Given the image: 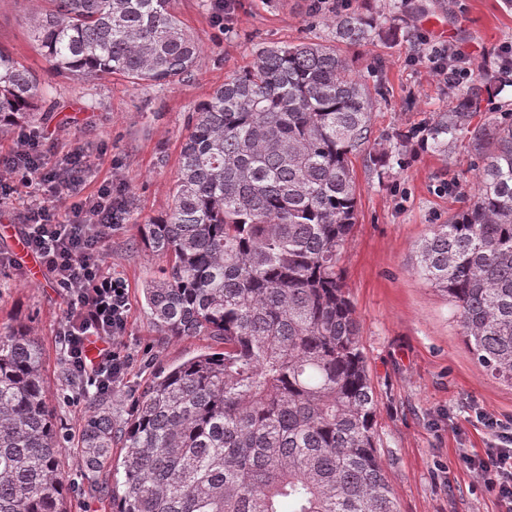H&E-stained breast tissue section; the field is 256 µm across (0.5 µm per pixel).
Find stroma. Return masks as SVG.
<instances>
[{"instance_id":"1","label":"stroma","mask_w":512,"mask_h":512,"mask_svg":"<svg viewBox=\"0 0 512 512\" xmlns=\"http://www.w3.org/2000/svg\"><path fill=\"white\" fill-rule=\"evenodd\" d=\"M224 25L212 0H170V9L201 44L191 78L164 86L121 76L79 81L50 70L30 30L37 0H0V46L25 64L45 91L40 133L50 161L74 149L99 159L81 189L109 183L130 206L104 253L108 268L129 291L124 350L133 357L127 378L112 390V406L126 415L125 396L143 388L153 371L178 365L217 345L205 336L159 335L142 307L141 288L166 266V257L139 240L140 225L164 214L179 178L188 118L224 80L250 66L271 44L332 40L337 11L356 9L399 24L396 37L340 46L371 92L370 155L353 160L357 216L341 267L345 292L360 323V344L376 400V446L399 512H501L495 490L466 466L483 455L497 426L512 424V384L492 377L470 353L446 295L415 271L416 247L434 225L472 195L477 158L467 139L438 152L424 129L448 109V87L434 76L424 42L444 41L471 55L473 69L512 50V6L506 0H342L310 16L306 0H233ZM66 305L51 278L27 282L7 237L0 236V328L30 329L43 351L49 404L61 430L77 439L85 404L61 387L59 332ZM62 465L75 490L70 512H109L92 497L78 458Z\"/></svg>"}]
</instances>
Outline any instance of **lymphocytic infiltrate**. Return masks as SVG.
Instances as JSON below:
<instances>
[{"instance_id":"f902f5d3","label":"lymphocytic infiltrate","mask_w":512,"mask_h":512,"mask_svg":"<svg viewBox=\"0 0 512 512\" xmlns=\"http://www.w3.org/2000/svg\"><path fill=\"white\" fill-rule=\"evenodd\" d=\"M431 68L444 84H460L471 75L468 59L454 46L432 45ZM39 135L21 132L16 146L0 156V203L14 192L15 182L48 185L52 195L34 198L27 207L25 239L53 275L67 303L61 331L67 346L65 361L86 383L98 388L120 384L130 357L123 353L131 303L126 284L112 275L104 261L103 246L119 229L120 207L112 203L111 188L96 197L61 209L57 198L74 188L69 162L52 168L43 164L23 167L24 159L41 156ZM468 468L480 477H493L506 512H512V432L503 435L484 456H465Z\"/></svg>"}]
</instances>
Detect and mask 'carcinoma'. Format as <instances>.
<instances>
[{
	"instance_id": "1",
	"label": "carcinoma",
	"mask_w": 512,
	"mask_h": 512,
	"mask_svg": "<svg viewBox=\"0 0 512 512\" xmlns=\"http://www.w3.org/2000/svg\"><path fill=\"white\" fill-rule=\"evenodd\" d=\"M32 34L55 71L165 85L201 46L168 0H42ZM333 43L263 48L192 115L170 209L139 227L168 258L142 288L166 336L222 345L155 373L112 413V394L70 368L85 400L74 447L99 479L123 448L113 512H398L375 442L376 401L340 261L355 224L352 157L372 145L371 93L336 44L383 34L334 17ZM503 66L483 67L426 127L446 151L464 132L480 159L469 204L419 246L417 273L446 294L491 375L512 383V111L471 127ZM42 91L0 49V131L36 119ZM65 438L37 340L0 330V512H70Z\"/></svg>"
}]
</instances>
